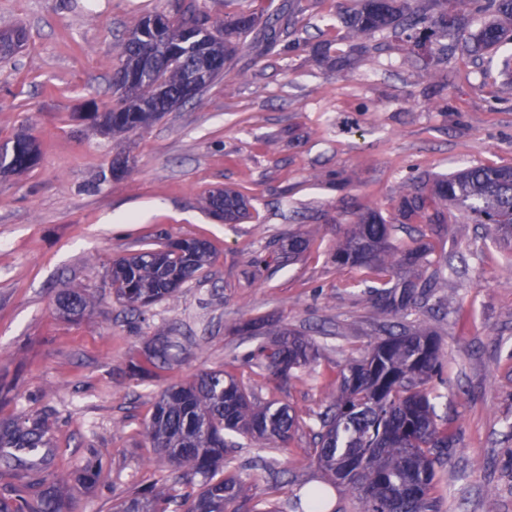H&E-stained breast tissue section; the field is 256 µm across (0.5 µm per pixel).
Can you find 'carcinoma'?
<instances>
[{
	"mask_svg": "<svg viewBox=\"0 0 512 512\" xmlns=\"http://www.w3.org/2000/svg\"><path fill=\"white\" fill-rule=\"evenodd\" d=\"M355 7L340 16L349 38L376 35L400 43L404 50L429 49L438 65L448 58L442 40L465 29L478 14H489L475 35L473 53L512 44V0H353ZM224 22L210 21L197 5L166 14L163 34L154 33L140 19L137 44L151 45L163 37L207 44L218 66L207 77L211 84L247 39L265 48L288 42L295 28L294 2L263 17L238 0H224ZM202 64L187 52L172 61L159 53L151 75L135 96L119 95L106 112L93 114L103 134L141 130L172 111L180 98L185 73ZM38 161L35 139L27 134L0 147V173L18 174ZM209 210L227 224L249 215L250 203L241 193L218 189L207 197ZM474 224L492 227L499 242L512 244V167L477 166L404 185L397 212L399 223H448V205ZM392 224L367 210L347 225L331 259L336 267H358L388 280L370 286V296L397 321L384 331L368 354L352 360L338 373V391L327 397L324 409L304 420L290 407L261 404L234 374L222 369L203 372L192 381L166 387L156 399L141 436L145 446L175 467V483L193 488L181 496L171 493L167 481L135 489L117 499L113 512H277L268 500H253L235 463L236 442L228 435L249 436L271 447H282L293 432L307 427L317 439L319 468L361 502V512H441L443 477L436 465L448 458L453 445L448 428L438 424L435 400L427 387L443 373L441 344L436 332L423 322L408 320L420 303L435 296L440 272L414 275L425 264L428 249L404 248L391 241ZM309 242L293 236L282 245L296 257ZM213 257L210 243L195 237H169L112 262L108 277L116 299L129 311L144 314L151 306L176 297L197 279ZM396 282H391V278ZM89 296L65 289L56 297V309L71 320L81 316ZM270 340L242 358V363L284 381L298 369L316 363L320 349L305 336L263 320L247 324ZM182 351L178 338L157 333L144 350V360L128 365L130 375L145 378L156 368L177 361ZM56 449L49 418L21 413L0 418V470L10 474L13 493L0 496V512H72L69 494L51 472ZM103 469L95 449L79 466L75 482L88 490ZM329 490L314 486L304 493L298 512H326Z\"/></svg>",
	"mask_w": 512,
	"mask_h": 512,
	"instance_id": "carcinoma-1",
	"label": "carcinoma"
}]
</instances>
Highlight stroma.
Returning <instances> with one entry per match:
<instances>
[{
    "label": "stroma",
    "instance_id": "obj_1",
    "mask_svg": "<svg viewBox=\"0 0 512 512\" xmlns=\"http://www.w3.org/2000/svg\"><path fill=\"white\" fill-rule=\"evenodd\" d=\"M181 5L0 0V31L27 34L0 57V145L25 133L40 151L30 171L0 174V414L54 413V473H75L90 449L104 454L95 489L72 490L73 512H112L117 498L173 475L140 430L162 390L200 372L232 365L259 401L319 412L328 382L392 319L365 292L376 274L330 259L347 224L366 209L394 221L408 179L512 165L504 52L471 57L460 34L443 81L393 46L336 70L314 47L349 52L336 17L351 0H297V51L243 49L195 100L137 132L101 134L84 114L89 103H116L112 74L126 35L146 13ZM124 154L133 163L113 179L112 160ZM217 188L245 195L249 218L210 215L206 198ZM168 235L207 239L213 262L138 319L116 302L106 268ZM295 235L309 250L282 258ZM393 241L431 245V262L453 265L439 281L441 307L415 313L436 331L446 365L433 383L454 437L442 512H512V246L453 209L441 232L397 224ZM66 288L91 297L78 319L56 310ZM267 315L321 350L285 383L235 363L257 341L234 325ZM161 330L183 343L179 362L146 381L131 377L129 363ZM239 444L251 495L280 512L323 477L308 429L274 451L248 437ZM270 455L283 473L277 487L257 466Z\"/></svg>",
    "mask_w": 512,
    "mask_h": 512
}]
</instances>
